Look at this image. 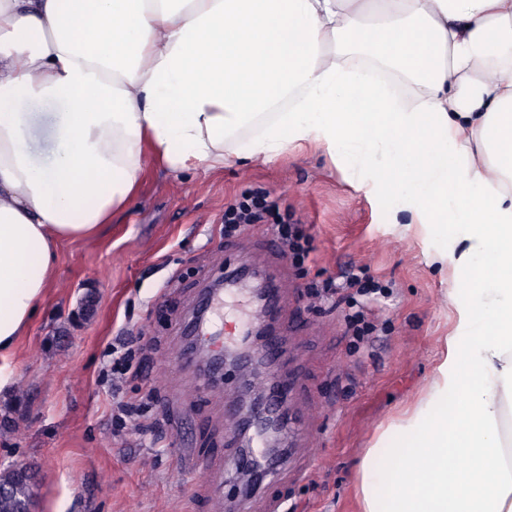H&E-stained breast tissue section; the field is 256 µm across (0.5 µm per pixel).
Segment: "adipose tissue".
<instances>
[{
    "label": "adipose tissue",
    "mask_w": 512,
    "mask_h": 512,
    "mask_svg": "<svg viewBox=\"0 0 512 512\" xmlns=\"http://www.w3.org/2000/svg\"><path fill=\"white\" fill-rule=\"evenodd\" d=\"M308 146L454 243V324L362 512H512V0H0V358L149 168Z\"/></svg>",
    "instance_id": "obj_1"
}]
</instances>
